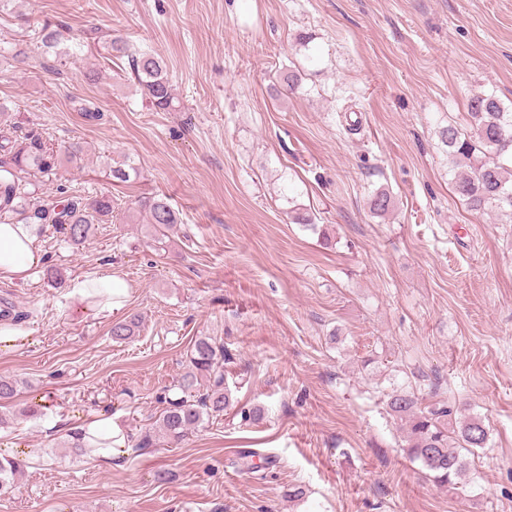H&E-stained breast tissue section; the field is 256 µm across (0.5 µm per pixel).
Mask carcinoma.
Masks as SVG:
<instances>
[{
	"instance_id": "cac0c4a2",
	"label": "carcinoma",
	"mask_w": 512,
	"mask_h": 512,
	"mask_svg": "<svg viewBox=\"0 0 512 512\" xmlns=\"http://www.w3.org/2000/svg\"><path fill=\"white\" fill-rule=\"evenodd\" d=\"M38 38L43 47L55 50L60 59L64 52L60 44L66 41L62 28L43 26ZM111 50L118 57L128 58L141 94L157 111L174 110L175 96L166 66L155 56L131 49L121 38H114ZM0 58L24 62V52L18 43L0 39ZM471 135L462 136L452 125L441 132L448 147V161L457 169L455 191L475 211L495 208L512 216V111L503 106L493 94L480 93L468 104ZM84 147L79 142L69 145L62 155L47 144L40 135L27 131L15 122L0 127V217L25 224H51L63 241L81 245L89 238L94 225L112 218V197L87 198L56 187L52 195H39L42 186L56 179L63 162L82 157ZM136 168L127 162H116L108 175L127 182ZM391 204L384 190L374 193L370 210L378 215L388 212ZM140 207L154 231L162 240L179 223L176 211L163 195L143 198ZM139 319L125 317L112 324L111 336L116 342H126L137 335ZM203 392L191 395L198 383ZM177 388L184 396L167 400V407L158 420V432L169 444H178L204 423V418L220 413L232 405L230 390L224 386V346L210 337L195 340L187 356L186 372ZM19 383L0 377V428H7L19 418L42 415V405L34 402L19 409ZM387 407L406 432L407 453L429 471L432 481L448 490L459 489L460 479L468 469V456L487 448L489 432L477 416L457 419L451 407L434 405L421 409L418 398L409 390H394L388 394ZM70 449L81 454L89 444L103 450L111 442L101 438L88 440L86 433L71 435ZM26 468V460L17 454L0 452V496L15 486Z\"/></svg>"
}]
</instances>
